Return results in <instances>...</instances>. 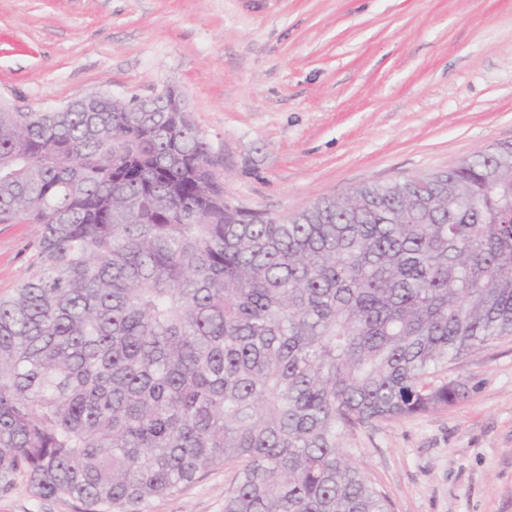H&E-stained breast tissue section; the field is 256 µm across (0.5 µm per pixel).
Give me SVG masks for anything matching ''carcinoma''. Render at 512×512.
Returning a JSON list of instances; mask_svg holds the SVG:
<instances>
[{
  "label": "carcinoma",
  "mask_w": 512,
  "mask_h": 512,
  "mask_svg": "<svg viewBox=\"0 0 512 512\" xmlns=\"http://www.w3.org/2000/svg\"><path fill=\"white\" fill-rule=\"evenodd\" d=\"M167 89L0 112V491L144 512L240 464L224 512H389L345 433L452 405L430 370L512 334V145L281 221L224 197ZM36 237L34 224H0V298L11 295L28 276Z\"/></svg>",
  "instance_id": "1"
}]
</instances>
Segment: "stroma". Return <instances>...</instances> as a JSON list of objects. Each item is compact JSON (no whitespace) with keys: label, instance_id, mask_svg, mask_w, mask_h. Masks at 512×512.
Masks as SVG:
<instances>
[{"label":"stroma","instance_id":"1","mask_svg":"<svg viewBox=\"0 0 512 512\" xmlns=\"http://www.w3.org/2000/svg\"><path fill=\"white\" fill-rule=\"evenodd\" d=\"M176 90L224 161V196L286 219L369 184L512 144V0H0V103L46 112ZM33 224H0V298ZM455 404L342 446L391 512H512V336L431 375ZM228 463L147 512H224ZM0 512H80L24 477Z\"/></svg>","mask_w":512,"mask_h":512}]
</instances>
